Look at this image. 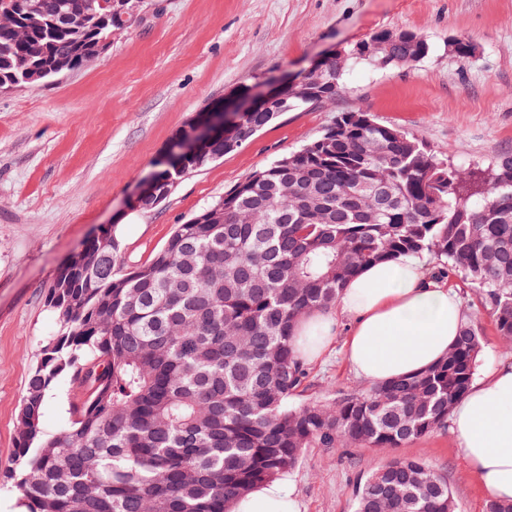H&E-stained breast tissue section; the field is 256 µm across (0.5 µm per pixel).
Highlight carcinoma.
<instances>
[{"label":"carcinoma","instance_id":"carcinoma-1","mask_svg":"<svg viewBox=\"0 0 512 512\" xmlns=\"http://www.w3.org/2000/svg\"><path fill=\"white\" fill-rule=\"evenodd\" d=\"M64 14L70 28L57 26ZM118 23L112 0H0V89L81 69ZM409 45L391 48L380 68ZM329 66L326 103L347 66ZM275 117L253 112L248 136ZM192 171L160 166L172 190ZM458 173L413 135L356 109L336 126L224 192L176 227L145 265L112 273L116 244L93 239L98 271H60L49 290L59 330L29 375L14 467L26 512H234L238 499L294 470L309 448H402L448 426L474 379L480 329L462 325L423 372L345 393L289 400L308 378L293 347L307 314L334 307L363 266L431 255L475 288L512 338V152ZM79 389L69 426L43 429L59 378ZM355 512H458L447 478L416 458L372 470Z\"/></svg>","mask_w":512,"mask_h":512}]
</instances>
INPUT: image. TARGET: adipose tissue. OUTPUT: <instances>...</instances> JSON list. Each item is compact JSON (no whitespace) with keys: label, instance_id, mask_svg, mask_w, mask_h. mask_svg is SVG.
I'll return each instance as SVG.
<instances>
[{"label":"adipose tissue","instance_id":"ef3b65f1","mask_svg":"<svg viewBox=\"0 0 512 512\" xmlns=\"http://www.w3.org/2000/svg\"><path fill=\"white\" fill-rule=\"evenodd\" d=\"M465 320L458 293L417 263L384 262L348 281L336 308L306 316L294 346L312 362L342 341L356 377L377 383L439 362ZM450 422L460 453L489 496L512 500V360L475 377ZM234 512H298L294 487L276 479L238 500Z\"/></svg>","mask_w":512,"mask_h":512}]
</instances>
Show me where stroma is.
I'll return each mask as SVG.
<instances>
[{
    "label": "stroma",
    "instance_id": "obj_1",
    "mask_svg": "<svg viewBox=\"0 0 512 512\" xmlns=\"http://www.w3.org/2000/svg\"><path fill=\"white\" fill-rule=\"evenodd\" d=\"M383 29L422 34L429 55L388 69L352 64L332 105L282 113L237 150L183 175L158 207H131L176 135L225 98L299 74ZM452 37L467 39L473 53L450 52ZM355 109L413 134L456 169L485 168L512 151V0H146L141 21L114 34L87 67L0 92V472L12 464L27 378L59 329L48 289L70 253L122 224L117 267L147 263L177 225ZM448 285L483 334V361L512 359L476 290L456 277ZM307 369L311 384L292 404L368 387L338 347ZM75 394L69 378L57 382L46 431L69 424ZM399 453L445 475L458 512H485L488 496L450 429ZM390 458L375 448L308 449L287 474L300 512H353L357 479Z\"/></svg>",
    "mask_w": 512,
    "mask_h": 512
}]
</instances>
